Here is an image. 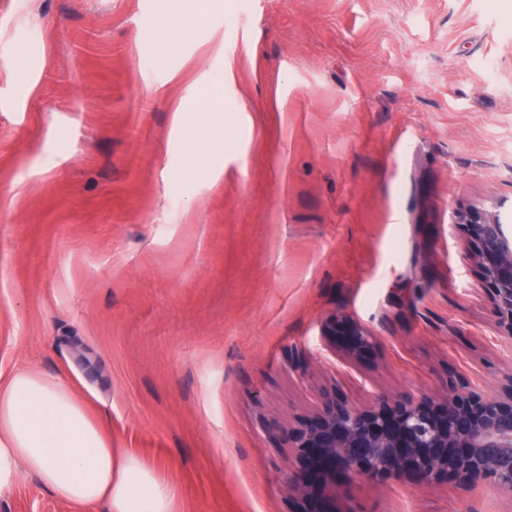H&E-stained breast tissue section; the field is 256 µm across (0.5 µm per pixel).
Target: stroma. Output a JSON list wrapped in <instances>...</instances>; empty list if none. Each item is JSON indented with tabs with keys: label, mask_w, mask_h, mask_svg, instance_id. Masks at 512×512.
Listing matches in <instances>:
<instances>
[{
	"label": "stroma",
	"mask_w": 512,
	"mask_h": 512,
	"mask_svg": "<svg viewBox=\"0 0 512 512\" xmlns=\"http://www.w3.org/2000/svg\"><path fill=\"white\" fill-rule=\"evenodd\" d=\"M471 209L512 225V0H0V374L65 378L174 512H512L487 485H284L323 392L512 374ZM0 512L99 510L22 473ZM335 336H348L345 350L348 356L356 355L358 349L369 343V334L359 324L352 322H341L335 324Z\"/></svg>",
	"instance_id": "35a3bbf8"
}]
</instances>
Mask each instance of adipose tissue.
I'll return each mask as SVG.
<instances>
[{
    "label": "adipose tissue",
    "mask_w": 512,
    "mask_h": 512,
    "mask_svg": "<svg viewBox=\"0 0 512 512\" xmlns=\"http://www.w3.org/2000/svg\"><path fill=\"white\" fill-rule=\"evenodd\" d=\"M21 470L76 508L172 512L176 497L137 456L112 448L66 381L29 368L0 379V492Z\"/></svg>",
    "instance_id": "adipose-tissue-1"
}]
</instances>
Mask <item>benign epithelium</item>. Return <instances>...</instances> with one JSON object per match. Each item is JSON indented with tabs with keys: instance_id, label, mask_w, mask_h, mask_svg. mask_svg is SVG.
Instances as JSON below:
<instances>
[{
	"instance_id": "1",
	"label": "benign epithelium",
	"mask_w": 512,
	"mask_h": 512,
	"mask_svg": "<svg viewBox=\"0 0 512 512\" xmlns=\"http://www.w3.org/2000/svg\"><path fill=\"white\" fill-rule=\"evenodd\" d=\"M470 245L494 297V314L512 340V226L496 211H466ZM356 355L369 334L352 322L335 324ZM288 447L309 470L313 485L284 479L288 494L309 497L337 471L375 481L391 477L436 484L449 480L469 488L491 485L512 491V376L492 397L465 384L438 397L414 399L381 393L359 408L324 393L317 413L301 428L286 430Z\"/></svg>"
}]
</instances>
